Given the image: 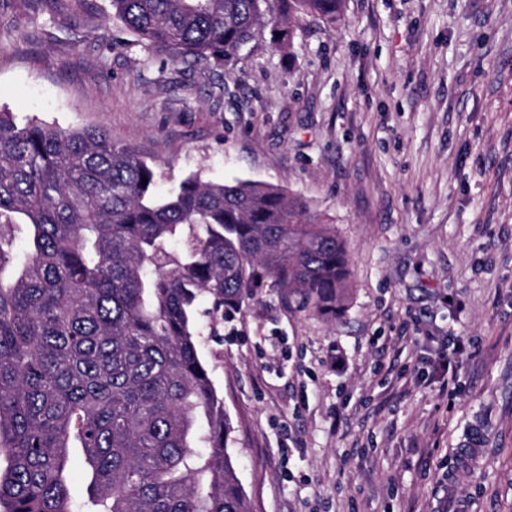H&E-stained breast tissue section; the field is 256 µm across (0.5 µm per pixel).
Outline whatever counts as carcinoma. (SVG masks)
I'll list each match as a JSON object with an SVG mask.
<instances>
[{
    "label": "carcinoma",
    "instance_id": "carcinoma-1",
    "mask_svg": "<svg viewBox=\"0 0 512 512\" xmlns=\"http://www.w3.org/2000/svg\"><path fill=\"white\" fill-rule=\"evenodd\" d=\"M173 65L235 68L264 31L342 0H110ZM158 171L103 131L0 111V507L79 512L70 449L94 512H246L224 398L198 351V299L218 318L256 289L334 313L349 278L336 231L284 189ZM147 183H142V179ZM78 453L77 448L71 449V455L74 458V462L70 471V482L74 496L78 502H83L87 500L88 480L84 470L78 462Z\"/></svg>",
    "mask_w": 512,
    "mask_h": 512
}]
</instances>
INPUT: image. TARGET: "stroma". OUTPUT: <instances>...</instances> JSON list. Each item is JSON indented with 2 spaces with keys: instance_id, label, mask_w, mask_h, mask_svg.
<instances>
[{
  "instance_id": "stroma-1",
  "label": "stroma",
  "mask_w": 512,
  "mask_h": 512,
  "mask_svg": "<svg viewBox=\"0 0 512 512\" xmlns=\"http://www.w3.org/2000/svg\"><path fill=\"white\" fill-rule=\"evenodd\" d=\"M1 109L107 131L163 191L284 188L344 241L341 312L261 288L200 338L248 512H512V0H344L231 72L109 0H0Z\"/></svg>"
}]
</instances>
